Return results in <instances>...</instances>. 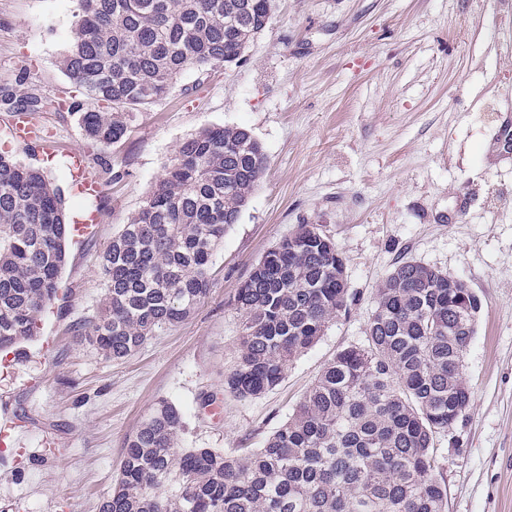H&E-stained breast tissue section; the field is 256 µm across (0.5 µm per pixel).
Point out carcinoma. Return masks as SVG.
I'll return each mask as SVG.
<instances>
[{
    "instance_id": "carcinoma-1",
    "label": "carcinoma",
    "mask_w": 512,
    "mask_h": 512,
    "mask_svg": "<svg viewBox=\"0 0 512 512\" xmlns=\"http://www.w3.org/2000/svg\"><path fill=\"white\" fill-rule=\"evenodd\" d=\"M61 68L82 90L79 122L100 148L120 141L129 113L161 99L188 68L242 57L274 0H78ZM29 115L64 103L0 88ZM267 168L244 127L184 139L143 206L100 256L104 296L76 332L107 360L185 321L210 288L224 234ZM69 222L43 174L0 154V352L37 335L58 297ZM471 289L415 260L377 289L362 347L329 361L292 415L245 454L180 448L184 415L161 400L128 438L99 512H446L433 441L470 408L461 376L475 335ZM341 253L320 224H299L241 283L240 356L224 391L257 398L283 379L349 302Z\"/></svg>"
}]
</instances>
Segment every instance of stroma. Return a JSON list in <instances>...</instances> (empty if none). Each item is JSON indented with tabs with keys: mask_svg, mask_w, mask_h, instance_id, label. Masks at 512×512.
<instances>
[{
	"mask_svg": "<svg viewBox=\"0 0 512 512\" xmlns=\"http://www.w3.org/2000/svg\"><path fill=\"white\" fill-rule=\"evenodd\" d=\"M76 10L0 0V87L75 101L60 60ZM6 117L0 107V153L42 170L66 213L95 209L99 221L68 243L37 338L0 360V407L19 415L22 437L0 445V512H98L126 440L161 399L184 414L181 447H260L337 352L364 344L379 284L408 259L462 278L480 300L462 367L471 406L433 443L447 512H512V0H275L240 62L187 69L105 149L69 107L36 114L42 142L10 138ZM216 125L250 130L266 175L191 317L106 360L73 333L97 312L99 256L179 144ZM75 149L100 198L74 191ZM300 224L335 239L351 301L274 390L236 398L224 390L242 331L234 294Z\"/></svg>",
	"mask_w": 512,
	"mask_h": 512,
	"instance_id": "35a3bbf8",
	"label": "stroma"
}]
</instances>
